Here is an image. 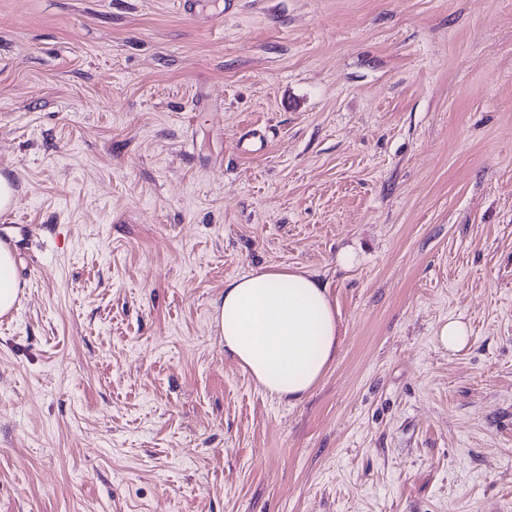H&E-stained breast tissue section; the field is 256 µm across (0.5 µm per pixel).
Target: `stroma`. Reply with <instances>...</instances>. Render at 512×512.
<instances>
[{
    "label": "stroma",
    "mask_w": 512,
    "mask_h": 512,
    "mask_svg": "<svg viewBox=\"0 0 512 512\" xmlns=\"http://www.w3.org/2000/svg\"><path fill=\"white\" fill-rule=\"evenodd\" d=\"M195 3L0 0V512H512V0ZM287 264L296 403L212 325ZM20 291L12 250L0 245V315L10 313ZM213 309L224 353L281 400H302L336 356V309L308 271L254 269L226 282ZM436 339L441 348L453 352L459 351L470 342L469 326L461 320H448L439 326Z\"/></svg>",
    "instance_id": "1"
}]
</instances>
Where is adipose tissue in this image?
Returning <instances> with one entry per match:
<instances>
[{
  "instance_id": "obj_1",
  "label": "adipose tissue",
  "mask_w": 512,
  "mask_h": 512,
  "mask_svg": "<svg viewBox=\"0 0 512 512\" xmlns=\"http://www.w3.org/2000/svg\"><path fill=\"white\" fill-rule=\"evenodd\" d=\"M214 324L225 353L260 388L291 403L319 383L336 356L328 290L302 269L261 267L226 282Z\"/></svg>"
}]
</instances>
